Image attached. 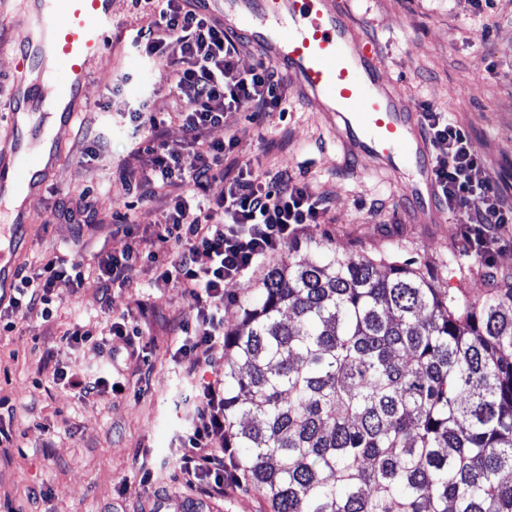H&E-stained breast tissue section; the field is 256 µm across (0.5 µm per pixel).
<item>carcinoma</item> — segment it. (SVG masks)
<instances>
[{
  "instance_id": "cac0c4a2",
  "label": "carcinoma",
  "mask_w": 512,
  "mask_h": 512,
  "mask_svg": "<svg viewBox=\"0 0 512 512\" xmlns=\"http://www.w3.org/2000/svg\"><path fill=\"white\" fill-rule=\"evenodd\" d=\"M317 249L270 267L224 331L242 481L271 512H512V285L473 301Z\"/></svg>"
}]
</instances>
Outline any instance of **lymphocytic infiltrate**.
<instances>
[{
	"mask_svg": "<svg viewBox=\"0 0 512 512\" xmlns=\"http://www.w3.org/2000/svg\"><path fill=\"white\" fill-rule=\"evenodd\" d=\"M158 20L138 31L134 44L145 59H164L168 40L181 56L166 61L167 79L185 101L178 118L184 143L163 138L164 119L148 112L129 113L133 130L144 142L147 165L123 166L118 175L128 193L147 197L155 190L175 194L158 226L157 240L170 253L158 263L162 282L183 290L190 307L173 333L180 346L175 356L189 374L201 369L198 346L224 344V287L243 280L254 268L281 254L303 226L319 223L327 201L288 175L270 174L253 163L238 164L223 196H205L207 183L233 155L236 137L208 140L228 112L248 110L263 118L288 109L286 87L274 65L258 60L239 68L241 42L226 35L189 0H155ZM424 127L438 153L434 176L440 204L456 213L467 249L481 257L512 244V204H505L497 182L475 152L470 135L444 113L422 105ZM78 257L43 256L34 273L19 272L13 295L0 308V324L11 330L17 321L49 320L55 298L81 287ZM196 422L187 432L179 458L181 473L204 492L223 495L224 476L238 470L224 457V383L203 382L194 407Z\"/></svg>",
	"mask_w": 512,
	"mask_h": 512,
	"instance_id": "f902f5d3",
	"label": "lymphocytic infiltrate"
}]
</instances>
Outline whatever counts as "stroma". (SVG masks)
Instances as JSON below:
<instances>
[{"mask_svg":"<svg viewBox=\"0 0 512 512\" xmlns=\"http://www.w3.org/2000/svg\"><path fill=\"white\" fill-rule=\"evenodd\" d=\"M352 9L386 59V78L414 103H429L463 127L512 202V0H496L479 16L465 0H353ZM113 10L115 38L86 88L79 121L96 130L105 114L145 110L166 118L165 139L178 144L182 129L167 116L184 103L169 91L164 65L145 69L131 46L137 30L154 25L157 16L135 0H114ZM147 84L155 88L148 96L142 93ZM234 132L240 160L270 172L288 169L330 202L321 222L305 226L284 254H313L319 242L353 258L394 254L428 265L437 287L463 286L475 297L488 288L489 273L512 277V247L486 260L467 251L454 214L440 224L418 220L399 188L407 172L387 177L370 159H344L320 113L303 106L296 93H289L285 114L259 122L251 113L231 112L209 136L221 141ZM108 167L83 160L77 138H70L45 196L28 203L32 223L16 268L30 271L45 255L76 249L85 280L54 304L49 322L0 330V399L13 439L0 447V512H179L184 503L201 504L202 512H270L261 489L240 483L210 497L177 466L199 382L223 378L224 355L198 347L205 365L196 377L176 363L169 323L187 315L188 301L181 289L157 282L154 264L140 263L133 284L113 287L111 305L103 304L100 260L132 243L144 254L156 250L166 207L161 193L140 201L134 238L114 233L127 196ZM88 187L96 225L54 216ZM111 313L131 315L139 335L113 337L105 348L92 340L62 344L68 330L94 327ZM68 364L94 377L115 376L126 389L118 398L80 397L58 379Z\"/></svg>","mask_w":512,"mask_h":512,"instance_id":"35a3bbf8","label":"stroma"}]
</instances>
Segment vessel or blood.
Instances as JSON below:
<instances>
[{
    "label": "vessel or blood",
    "instance_id": "obj_1",
    "mask_svg": "<svg viewBox=\"0 0 512 512\" xmlns=\"http://www.w3.org/2000/svg\"><path fill=\"white\" fill-rule=\"evenodd\" d=\"M194 7L282 70L299 101L323 113L345 157L371 158L387 173L412 171L403 199L414 213L441 221L422 115L384 80V58L363 34L349 0H195ZM113 22L112 0H26L20 67L4 116L10 135L0 149V202L44 191ZM29 220L23 203L14 207L11 234L0 238L2 291L15 281L3 259L18 249Z\"/></svg>",
    "mask_w": 512,
    "mask_h": 512
}]
</instances>
